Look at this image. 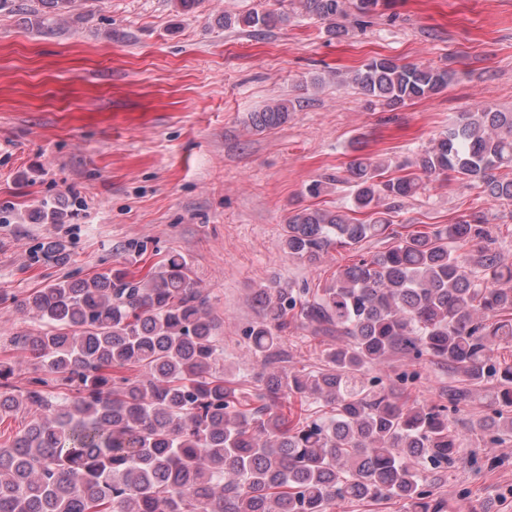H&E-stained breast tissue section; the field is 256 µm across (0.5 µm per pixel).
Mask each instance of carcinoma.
I'll return each instance as SVG.
<instances>
[{
    "mask_svg": "<svg viewBox=\"0 0 512 512\" xmlns=\"http://www.w3.org/2000/svg\"><path fill=\"white\" fill-rule=\"evenodd\" d=\"M33 24L49 32L76 0H39ZM382 0H289L280 15H224L226 29L270 27L309 15L347 34L350 11L370 16ZM446 69L374 57L336 83H353L391 110L442 92ZM293 102L250 115L257 131L288 120ZM401 176L357 154L336 181L350 184L348 210L288 212L283 248L310 266L367 239L385 251L336 271L316 290L273 280L255 289L260 318L246 333L264 365L250 393L217 366L219 323L179 255L135 279L120 269L60 280L20 301L44 323L15 349L55 376L66 393L10 391L17 358H0V421L21 411L24 430L0 442V512H330L346 501L396 498L406 512H448L427 474L448 470L460 449L449 412L467 386L492 383L495 405L481 430L512 433V361L491 360L512 344V262L488 215L461 214L430 231L389 232L400 203L428 181L453 177L501 206L512 205V112H463L448 133L416 154ZM361 213L365 221L353 217ZM332 338L316 371L283 365L292 326ZM427 357L461 381L448 402L407 407L393 386L375 389L371 366L391 355ZM134 376L112 380V371ZM334 406L330 417L291 423L283 398Z\"/></svg>",
    "mask_w": 512,
    "mask_h": 512,
    "instance_id": "obj_1",
    "label": "carcinoma"
}]
</instances>
